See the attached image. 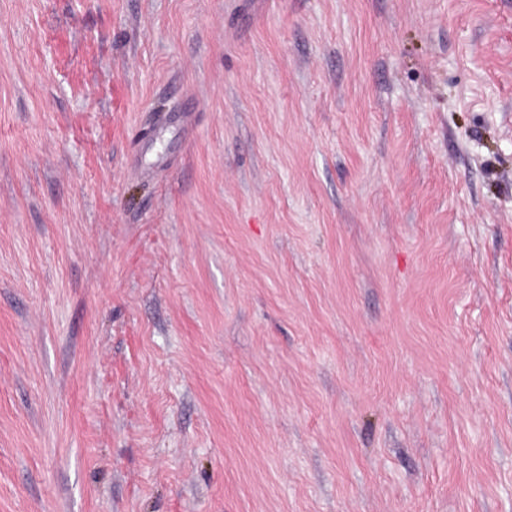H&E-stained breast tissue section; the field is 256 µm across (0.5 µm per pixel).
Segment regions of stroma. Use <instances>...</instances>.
<instances>
[{
  "mask_svg": "<svg viewBox=\"0 0 512 512\" xmlns=\"http://www.w3.org/2000/svg\"><path fill=\"white\" fill-rule=\"evenodd\" d=\"M0 512H512V0H0Z\"/></svg>",
  "mask_w": 512,
  "mask_h": 512,
  "instance_id": "obj_1",
  "label": "stroma"
}]
</instances>
